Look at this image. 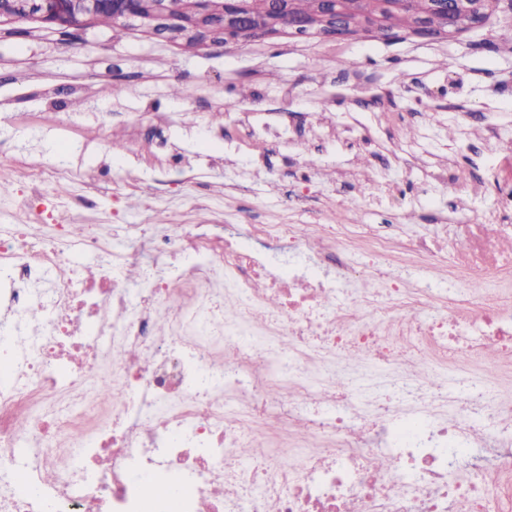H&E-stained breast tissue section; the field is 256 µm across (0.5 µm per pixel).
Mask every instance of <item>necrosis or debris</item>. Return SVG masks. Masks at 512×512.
<instances>
[{
  "mask_svg": "<svg viewBox=\"0 0 512 512\" xmlns=\"http://www.w3.org/2000/svg\"><path fill=\"white\" fill-rule=\"evenodd\" d=\"M17 180L24 197L0 233V512L512 507V400L495 394L512 362V257L499 233L370 224L365 253L332 224L218 239L206 221L179 236L143 224L112 252L85 215L33 207L53 182L46 164L28 160ZM144 251L134 288L114 271ZM76 253L98 257L95 278ZM457 356L485 361L483 379L448 377ZM367 367L388 373L379 389ZM466 448L492 449V469L457 478Z\"/></svg>",
  "mask_w": 512,
  "mask_h": 512,
  "instance_id": "obj_1",
  "label": "necrosis or debris"
}]
</instances>
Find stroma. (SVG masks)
<instances>
[{
	"label": "stroma",
	"mask_w": 512,
	"mask_h": 512,
	"mask_svg": "<svg viewBox=\"0 0 512 512\" xmlns=\"http://www.w3.org/2000/svg\"><path fill=\"white\" fill-rule=\"evenodd\" d=\"M510 42L505 17L458 38L282 35L242 48L103 25L79 38L26 20L0 23V150L48 164L67 155L89 187L58 176L56 207L71 209L84 193L90 217L108 226L152 223L149 193L165 200L167 217L192 216L204 199L230 224H277L295 206L307 209V223L340 228L380 224L394 212L412 234L428 233L440 214L488 223L512 157L470 150L490 132L512 141ZM236 96L240 111L287 132L276 152L226 116L224 103ZM156 111L166 115L165 150L143 152L131 166L115 160L101 175L100 135L128 141L133 125L149 132ZM462 112L473 121L460 122ZM198 113L208 128L195 126ZM393 141L408 146L406 163H381ZM173 152L184 165H168ZM427 169L447 174L448 184L419 183ZM380 184L392 193L377 194Z\"/></svg>",
	"instance_id": "35a3bbf8"
}]
</instances>
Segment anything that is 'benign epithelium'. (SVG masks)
<instances>
[{
    "label": "benign epithelium",
    "mask_w": 512,
    "mask_h": 512,
    "mask_svg": "<svg viewBox=\"0 0 512 512\" xmlns=\"http://www.w3.org/2000/svg\"><path fill=\"white\" fill-rule=\"evenodd\" d=\"M507 2L512 10V0H430L432 11L444 20L441 30L422 20L413 33L420 36H447L474 27L492 23L499 4ZM322 23L313 33L329 37L351 36V27L343 13L346 8L341 0H317ZM138 0H0V18H17L52 23L63 28L85 29L97 21L101 13H108L121 25L165 39L187 38L208 41L214 46L231 42L263 39L280 33L273 23V15L290 10V0H273L272 14L253 15L243 10L240 0H223L216 12L211 0H197L189 18L178 10L177 0H156L155 10L149 17L137 11Z\"/></svg>",
    "instance_id": "obj_1"
}]
</instances>
